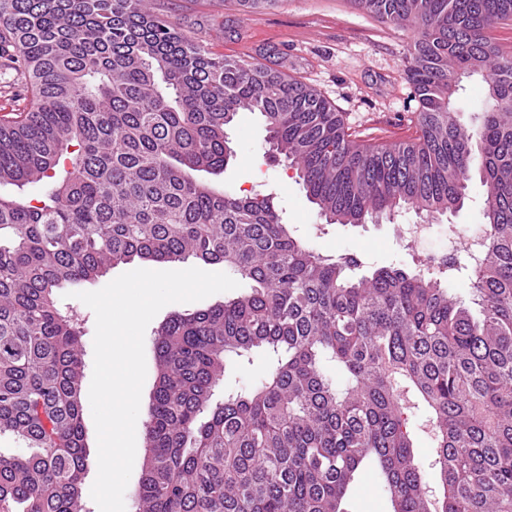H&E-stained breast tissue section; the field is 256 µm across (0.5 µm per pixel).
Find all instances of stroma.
<instances>
[{
	"instance_id": "35a3bbf8",
	"label": "stroma",
	"mask_w": 512,
	"mask_h": 512,
	"mask_svg": "<svg viewBox=\"0 0 512 512\" xmlns=\"http://www.w3.org/2000/svg\"><path fill=\"white\" fill-rule=\"evenodd\" d=\"M150 7L214 54L260 63L315 87L357 140L395 143L419 134L418 103L404 67L415 36L410 27L383 23L351 0H280L248 16L235 0H150ZM228 136L237 159L210 184L241 196L273 195L285 223L323 254L353 252L368 270L393 262L414 272L443 246L440 234L417 245L400 239L399 225L417 220L411 210L393 223H326L295 169L269 153L260 113H239ZM346 508L391 512L374 467L360 471Z\"/></svg>"
}]
</instances>
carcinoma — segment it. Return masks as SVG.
<instances>
[{"label":"carcinoma","instance_id":"cac0c4a2","mask_svg":"<svg viewBox=\"0 0 512 512\" xmlns=\"http://www.w3.org/2000/svg\"><path fill=\"white\" fill-rule=\"evenodd\" d=\"M237 2L251 14L278 0ZM354 3L416 31L412 142H357L316 89L212 54L144 0H0V69L32 95L0 117V186L51 180L37 205L0 196V434L27 448L0 451V512H84V327L57 290L189 257L248 291L155 332L135 512H344L363 466L393 512H512V56L488 36L512 0ZM473 76L488 94L470 127L452 96ZM242 111L264 117L270 150L332 224L407 206L436 219L478 170L479 253L359 275L356 254L296 237L273 198L198 180L236 159L226 129ZM256 356L261 379L220 389L232 360ZM406 397L433 432L428 476Z\"/></svg>","mask_w":512,"mask_h":512}]
</instances>
